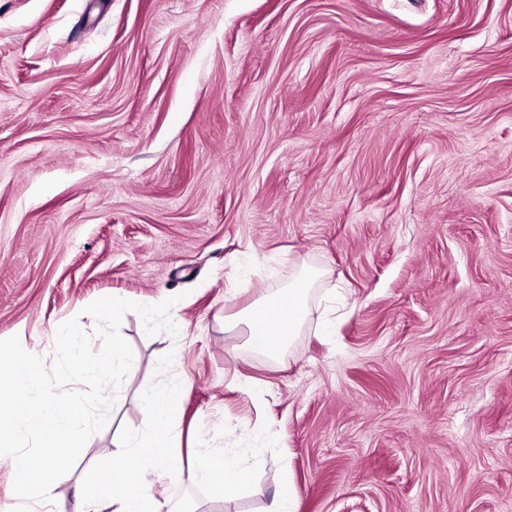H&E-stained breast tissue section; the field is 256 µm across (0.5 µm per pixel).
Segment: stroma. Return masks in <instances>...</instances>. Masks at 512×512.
<instances>
[{
    "instance_id": "obj_1",
    "label": "stroma",
    "mask_w": 512,
    "mask_h": 512,
    "mask_svg": "<svg viewBox=\"0 0 512 512\" xmlns=\"http://www.w3.org/2000/svg\"><path fill=\"white\" fill-rule=\"evenodd\" d=\"M325 270L275 360L225 317ZM131 369L57 490L184 382L197 512H512V0H0V339L101 297ZM238 455L215 495L190 461ZM294 502L292 484L285 478L273 496L267 512H295Z\"/></svg>"
}]
</instances>
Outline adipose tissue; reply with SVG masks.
<instances>
[{"label":"adipose tissue","mask_w":512,"mask_h":512,"mask_svg":"<svg viewBox=\"0 0 512 512\" xmlns=\"http://www.w3.org/2000/svg\"><path fill=\"white\" fill-rule=\"evenodd\" d=\"M321 276L317 269L302 271L287 287L258 303L254 311L228 322V329L243 328L253 351L271 357L281 354L297 336L307 315L310 288ZM181 392L178 384L143 392L146 424L129 433L123 450L110 454L111 477L92 470L79 479L82 512H191L187 507L170 508L160 492L163 484L177 482L183 471L170 438ZM194 474L199 483L210 488L220 483L228 492L252 479L249 468L221 452L199 455Z\"/></svg>","instance_id":"adipose-tissue-1"}]
</instances>
